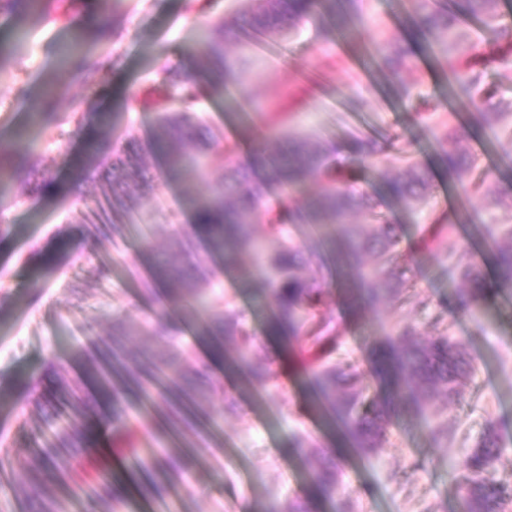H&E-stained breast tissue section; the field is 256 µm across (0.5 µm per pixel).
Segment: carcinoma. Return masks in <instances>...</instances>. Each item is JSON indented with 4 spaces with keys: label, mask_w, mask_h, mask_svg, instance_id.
I'll return each instance as SVG.
<instances>
[{
    "label": "carcinoma",
    "mask_w": 512,
    "mask_h": 512,
    "mask_svg": "<svg viewBox=\"0 0 512 512\" xmlns=\"http://www.w3.org/2000/svg\"><path fill=\"white\" fill-rule=\"evenodd\" d=\"M456 12L425 10L416 18L418 31L429 49L446 45L448 85L453 98L461 104L475 105L472 89L480 84V75L456 67V58L467 50L457 31L456 15L476 17L493 25L499 20L498 0H457ZM315 16L339 19L344 24L355 17L352 0H257L245 24L237 27V36L249 43L268 37L275 31H287L295 21ZM209 62L219 70H232L224 54V38L212 39L204 46ZM408 50L401 42L378 46L368 56L371 68H387L405 84ZM107 62L99 56L84 54L71 62L76 80L91 85L98 81ZM165 97L178 105L175 110L158 113L152 145L159 148L170 142L190 140L191 151L170 149L166 153V175L187 182L202 179L219 157V139L195 112L199 90L186 77L170 81L167 73L157 74ZM448 148L440 151V162L448 176L459 177L471 167L456 134L442 132ZM360 150L375 160L390 159L391 140L359 143ZM328 144H312L294 132H276L270 128L266 143L255 148L239 172L219 182L208 195L199 197L185 191L183 203L192 214L193 231H174L176 250L172 254L151 253L141 282L143 296L162 295L163 302L148 306L141 320H128L114 312L110 317L112 335L98 344V357L87 363L85 375L98 391L112 399V430L126 436L128 405L136 403L138 415L154 422L160 450L148 455L137 448H126L131 469L137 476V489L145 499L163 498L162 490L173 495L167 512H175L189 460L207 442L220 435L224 414L234 413V398L224 392L223 383L198 367L189 352L175 344L170 314L177 312L195 328L196 337L214 343V352L230 342L235 349L232 367L240 370L249 384L271 395L277 392L275 375L253 362L255 334L246 314L209 293L218 276L231 268L237 280L273 300L267 331L285 340L305 338L312 343L332 342L339 335L337 320L319 313L323 288V270L327 263L342 257L360 265L358 293L370 304L389 298L404 305L410 301L413 285L407 278L415 262L413 253L400 248L394 225L353 224V212L369 213L368 199L356 195L339 182L329 179ZM144 148L135 144L122 150L112 167V183L91 209L94 224L109 225L112 237L125 238L136 232L149 244L150 228L132 223V198L138 193H153L158 188L155 176L148 174L143 161ZM401 175L386 182V190L396 201L408 204L422 201L429 188L426 168L400 157ZM311 176L328 179L317 195L297 204L293 193ZM277 189L288 195L279 199V223L267 235L257 233L267 194ZM488 205L500 211L496 222L484 227V235L495 248L491 255L497 291L512 290V197L496 193ZM456 225H448V236L437 248L456 257L455 268L467 287L458 293L460 307L470 310L484 303L490 289L482 271L466 257V250L454 239ZM306 232L322 250L306 249L294 232ZM368 254L371 261L360 264ZM398 348L373 350L376 372L383 384L384 397L364 395L354 364L332 361L313 374L311 386L319 411L330 421L341 420L348 437L358 448L373 453L386 447L392 419L403 412L427 413L435 398L448 404L458 402L471 374V362L461 344L442 333L426 343L416 340L417 326L411 322L396 325ZM153 336L163 342L159 349L134 351L132 339ZM219 392L224 393V412L211 413L204 404ZM88 400L82 382L73 383L63 402L51 404L52 413L44 418L46 430L37 449L40 464L16 458L10 468L25 473L31 495L23 500V512H62L64 502L77 495L91 480L80 469L97 467L96 449L85 431ZM497 431L489 424L483 439L473 452L457 464L466 488V512H505L512 502V489L483 477L496 458ZM317 467L312 471L310 490L302 503L290 504L269 512H315L323 503H336L339 471L336 458L316 451ZM124 480L102 472L88 499L104 506L105 512H121L127 494Z\"/></svg>",
    "instance_id": "obj_1"
}]
</instances>
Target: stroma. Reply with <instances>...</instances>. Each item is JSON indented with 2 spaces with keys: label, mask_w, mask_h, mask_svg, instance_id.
Listing matches in <instances>:
<instances>
[{
  "label": "stroma",
  "mask_w": 512,
  "mask_h": 512,
  "mask_svg": "<svg viewBox=\"0 0 512 512\" xmlns=\"http://www.w3.org/2000/svg\"><path fill=\"white\" fill-rule=\"evenodd\" d=\"M419 2L356 0L353 28L308 17L290 36L260 46L234 35L241 0H112L107 6L75 0L66 15L36 19L0 11V39L12 48L10 74L0 79V156L27 159L25 167L13 169L10 197L0 207V461L36 446L43 414L33 395L53 399L82 379L74 353L107 339L108 313L140 319L147 312L137 276L117 258L133 254L138 239L112 244L102 225L88 221V205L103 194L106 182L99 169H88L87 146L109 141L99 155L106 167L114 144L132 137L149 140L154 114L165 104L155 83L164 69L175 82L194 75L201 90L197 113L228 151L223 166L194 184L197 195H206L229 168L241 164L268 124L288 120L309 141L332 144V171L368 194L374 209L398 227L402 247L415 251L411 305L366 306L354 289L356 271L347 265L322 295L323 309L343 329L339 351L361 371L368 395L379 391L371 350L392 338L400 320L417 324L427 340L438 333L431 316H441L472 366L459 403L437 400L430 421L400 416L389 427L387 448L362 453L340 443L339 428L323 419L307 385L324 359L322 350L268 335L266 310L256 306L251 290L239 287L232 275L219 276L217 292L247 313L257 332L255 358L275 373L282 393L258 396L225 360L214 358L210 346L179 325L181 343L239 405L224 420L223 454L193 456L181 512H264L272 502H299L315 464L313 456L295 448L300 436L312 447L336 449L338 495L350 500L352 512H462L465 490L456 464L491 421L501 448L489 476L512 486V290L478 311L462 310L456 303L462 282L455 259L435 248L444 224L458 222L459 244L486 278L494 276L489 242L481 233L494 216L471 193L469 176L449 178L436 149L445 127L464 132L472 169L484 174L485 188L512 193V113L504 110L512 102V34L485 28L474 18L460 21V31L475 47L462 63L479 71L482 82L477 106L447 109L446 68L422 47L413 24ZM99 15L112 23L110 40L97 38ZM219 20L234 69L222 80L200 54L202 37L215 34ZM77 29L97 55L113 60L93 89L58 67L60 50ZM390 37L412 51L401 86L389 71L364 64L367 53ZM77 100L83 110L74 119L70 110ZM49 104L56 113L47 121L42 113ZM485 112L500 113L499 122L486 126ZM386 138L427 168L431 187L421 205L407 206L386 193L385 181L397 167L375 170L355 151L357 140ZM133 207L140 223L154 225L151 246L159 251H173L175 243L158 209L174 213L181 227L191 225L182 187L171 179L164 180L160 195L135 198ZM105 264L112 268L107 280L99 276ZM423 297L429 310L415 307ZM434 421L447 428V440H432L428 430Z\"/></svg>",
  "instance_id": "stroma-1"
}]
</instances>
